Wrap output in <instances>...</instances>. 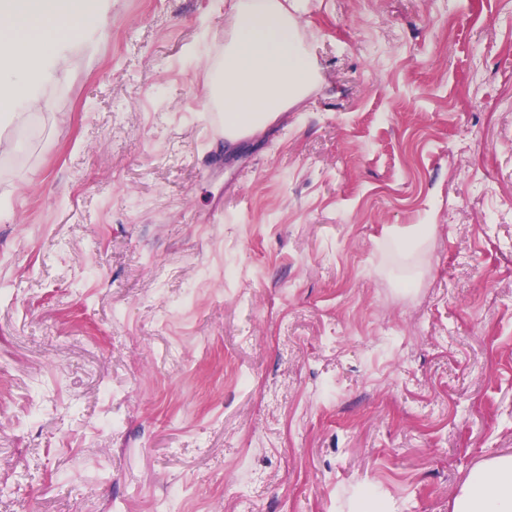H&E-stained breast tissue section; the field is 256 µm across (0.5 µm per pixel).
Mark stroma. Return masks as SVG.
Segmentation results:
<instances>
[{"instance_id":"stroma-1","label":"stroma","mask_w":512,"mask_h":512,"mask_svg":"<svg viewBox=\"0 0 512 512\" xmlns=\"http://www.w3.org/2000/svg\"><path fill=\"white\" fill-rule=\"evenodd\" d=\"M227 10L112 0L0 136V512H448L512 453V0H305L232 144ZM224 52L208 90L209 120L224 140L253 136L302 102L320 77L299 28L302 0H230ZM431 224H412L400 232L394 234L393 238L400 244L411 247L424 241L433 230Z\"/></svg>"}]
</instances>
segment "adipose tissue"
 <instances>
[{
	"label": "adipose tissue",
	"mask_w": 512,
	"mask_h": 512,
	"mask_svg": "<svg viewBox=\"0 0 512 512\" xmlns=\"http://www.w3.org/2000/svg\"><path fill=\"white\" fill-rule=\"evenodd\" d=\"M302 0H231L224 50L209 98L225 122L256 134L302 102L319 80L299 28ZM112 0H0V129L45 106L72 51H91ZM450 512H512V454L484 458L448 503Z\"/></svg>",
	"instance_id": "adipose-tissue-1"
}]
</instances>
